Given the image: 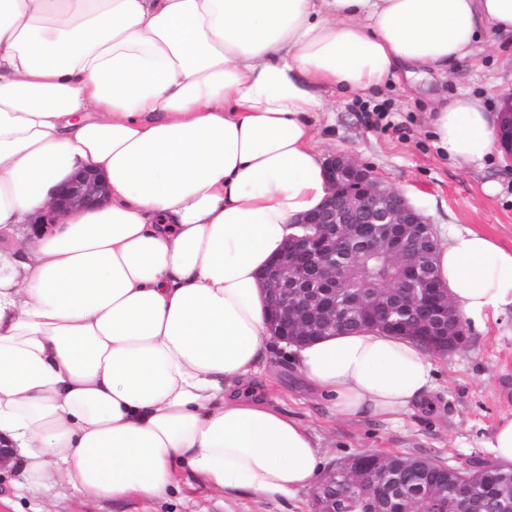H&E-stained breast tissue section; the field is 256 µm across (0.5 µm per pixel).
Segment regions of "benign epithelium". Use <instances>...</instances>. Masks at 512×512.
I'll use <instances>...</instances> for the list:
<instances>
[{
    "instance_id": "obj_1",
    "label": "benign epithelium",
    "mask_w": 512,
    "mask_h": 512,
    "mask_svg": "<svg viewBox=\"0 0 512 512\" xmlns=\"http://www.w3.org/2000/svg\"><path fill=\"white\" fill-rule=\"evenodd\" d=\"M502 120L497 143L512 159V93L501 96ZM329 192L321 204L302 217L305 231L288 236L281 251L262 272L273 335L300 345L312 336L338 332L343 319L359 308L369 316L409 335L431 338L438 350H455L466 341L456 311L428 265L436 248L432 228L423 213L400 191L386 187L371 168L346 153L326 160ZM108 187L99 175L81 171L58 191L55 217L74 207L92 208L106 200ZM365 246L386 252L402 267L396 290L371 297L336 293V248L363 233Z\"/></svg>"
}]
</instances>
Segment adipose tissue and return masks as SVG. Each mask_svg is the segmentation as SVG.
Instances as JSON below:
<instances>
[{"mask_svg": "<svg viewBox=\"0 0 512 512\" xmlns=\"http://www.w3.org/2000/svg\"><path fill=\"white\" fill-rule=\"evenodd\" d=\"M512 0H0V235L44 221L80 170L110 192L0 253V445L31 484L151 500L178 471L289 499L319 476L308 425L248 387L271 356L258 277L324 198L316 119L338 94L446 75ZM501 112L429 119L452 165L499 153ZM463 321L512 312V247L441 244ZM353 419L408 411L437 366L378 328L291 347Z\"/></svg>", "mask_w": 512, "mask_h": 512, "instance_id": "ef3b65f1", "label": "adipose tissue"}]
</instances>
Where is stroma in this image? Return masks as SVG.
Here are the masks:
<instances>
[{"label": "stroma", "instance_id": "1", "mask_svg": "<svg viewBox=\"0 0 512 512\" xmlns=\"http://www.w3.org/2000/svg\"><path fill=\"white\" fill-rule=\"evenodd\" d=\"M512 92V39L482 34L445 77L394 80L364 95H342L319 116L326 154L344 152L376 170L387 187L410 193L436 235L473 229L512 247V166L491 160L482 172L451 166L433 146L427 117L438 100L468 93L497 106ZM499 187L487 194L485 184ZM465 345L438 355L437 387L394 420L345 419L311 392L283 350L270 357L258 392L301 418L318 437L326 464L366 453L407 454L451 467L491 459L485 442L512 415V314L467 329ZM0 512H317L312 489L274 500L224 495L185 471L163 497L77 500L66 485L29 486L18 470L0 472Z\"/></svg>", "mask_w": 512, "mask_h": 512}]
</instances>
